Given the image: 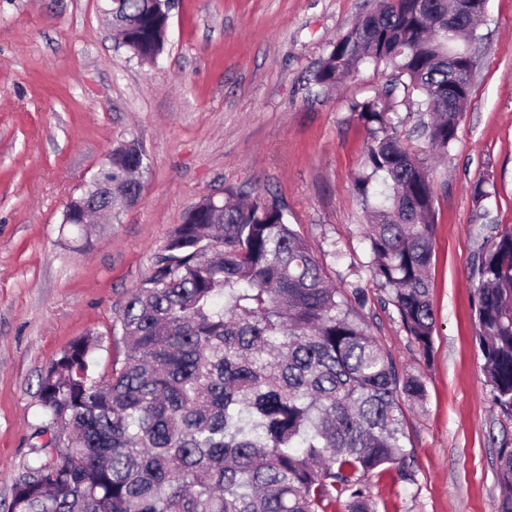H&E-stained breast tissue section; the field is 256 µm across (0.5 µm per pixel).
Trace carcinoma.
<instances>
[{"instance_id": "carcinoma-1", "label": "carcinoma", "mask_w": 512, "mask_h": 512, "mask_svg": "<svg viewBox=\"0 0 512 512\" xmlns=\"http://www.w3.org/2000/svg\"><path fill=\"white\" fill-rule=\"evenodd\" d=\"M489 0H378L330 44L314 81L332 89L362 66L390 68L419 97L422 134L442 154L456 140L473 79L466 48L480 40ZM170 0H122L113 28L148 63L164 50ZM386 86L352 109L369 129L356 187L367 214L370 273L423 356L436 317L427 270L435 235L430 170L402 141ZM112 149V219L142 186ZM379 176L387 192L370 201ZM473 341L489 398L512 419V227L475 254ZM363 290L332 286L323 262L275 198L224 194L191 206L112 325L124 346L109 374L90 371L80 338L39 384L40 448L12 487L8 512H375L369 477L404 479L401 400L425 384L399 371L359 308ZM512 512V448L498 455Z\"/></svg>"}]
</instances>
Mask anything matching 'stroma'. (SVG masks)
Segmentation results:
<instances>
[{"label": "stroma", "instance_id": "obj_1", "mask_svg": "<svg viewBox=\"0 0 512 512\" xmlns=\"http://www.w3.org/2000/svg\"><path fill=\"white\" fill-rule=\"evenodd\" d=\"M376 0H174L163 53L121 46L105 0H0V512L38 457L42 375L74 340L97 339L93 370L122 354L112 324L187 209L231 189L277 198L337 288L363 289L372 334L423 402L403 400L412 480L370 479L377 512H496L500 448L512 420L493 408L475 327L474 253L512 226V0H489L470 105L435 157L400 102L403 139L433 171L431 357L411 343L372 279L355 189L368 139L350 106L394 79L362 68L327 91L313 72ZM137 141L147 155L138 204L85 228L63 211ZM489 192L475 204L472 187Z\"/></svg>", "mask_w": 512, "mask_h": 512}]
</instances>
